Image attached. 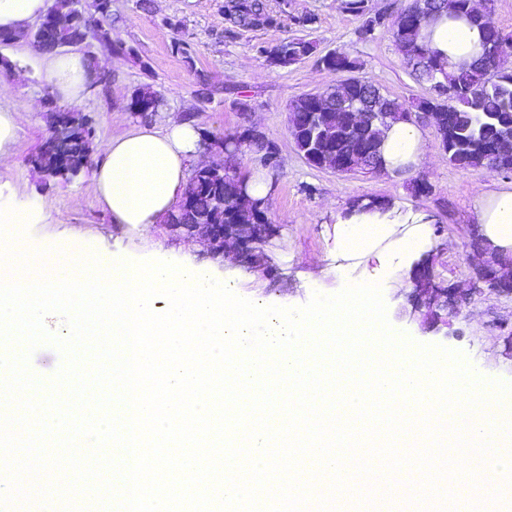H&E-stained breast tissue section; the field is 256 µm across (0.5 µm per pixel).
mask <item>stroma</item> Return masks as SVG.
Instances as JSON below:
<instances>
[{"instance_id":"stroma-1","label":"stroma","mask_w":512,"mask_h":512,"mask_svg":"<svg viewBox=\"0 0 512 512\" xmlns=\"http://www.w3.org/2000/svg\"><path fill=\"white\" fill-rule=\"evenodd\" d=\"M265 2L274 23L239 29L228 17L229 0H112L110 22L127 52L118 54L98 40L82 47L90 79L78 106L98 143L122 129H164L172 114L204 137L262 132L279 154L278 168L269 173L267 217L280 233L265 246L268 274L211 259L199 242L173 235L163 223L141 229L113 223L96 196L91 170L66 181L41 173L33 160L48 135L49 82L41 52L24 40L0 45V106L21 115L9 155L0 163V210L33 212L40 199L52 200L51 211L28 226L24 242L29 248L65 245L123 261L192 264L262 306L298 308L314 293L333 295L374 274L396 332L419 344L461 351L482 377L512 383V357L502 342L512 333V297L492 292L467 262L476 231V185L497 190L512 185V173L450 164L434 129L424 122L419 128L427 154L415 171L345 175L308 165L289 134L288 108L301 95L345 80V73L323 69L325 54H347L357 63L354 77L406 104L426 96L428 87L410 74L389 28L361 36V20L345 10L344 0ZM298 17L307 18V26H296ZM287 38L311 42L313 53L285 67L271 64V49ZM99 73L110 75L108 88L95 83ZM147 85L160 103L143 116L130 111L129 103ZM419 181L428 185V194L412 192ZM360 198L393 201L403 210L426 214L429 245L399 268L380 266L371 255L338 256L336 215ZM420 262L431 265L437 284L472 296L436 330L412 315L407 300Z\"/></svg>"}]
</instances>
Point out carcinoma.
<instances>
[{
  "mask_svg": "<svg viewBox=\"0 0 512 512\" xmlns=\"http://www.w3.org/2000/svg\"><path fill=\"white\" fill-rule=\"evenodd\" d=\"M108 0H100L98 18L92 22L78 14L75 0H60L59 6L48 12L40 20L48 37L35 43L41 51L53 52L71 43H82L87 39L113 41L112 26L108 23L111 10ZM470 0H413L403 9L394 22H389L391 14L384 12L376 17H365L364 0H344L346 11L364 17L360 35L367 37L380 27L391 26L392 38L404 58L411 75L420 83L440 87L448 91V96L430 95L417 99L412 108L418 112H449L451 123L437 132L448 160L457 165L484 169L489 172H512V73L501 72L492 66L490 56L495 52L512 51V37L504 34L492 18V14H471ZM230 11L233 23L239 27L255 26L261 19L265 24L274 22L266 10L263 0H231ZM465 15L484 30L483 55L479 63L458 73H447L436 52L419 40L420 29L441 12ZM288 48L285 64H292L312 50L310 42L295 38L281 43ZM323 68L329 72H339L355 67V61L344 53L326 54L320 58ZM443 79H438L437 74ZM157 95L148 88L138 91L132 101L135 112H151ZM387 105L386 111L392 118L402 117L407 111L403 103L380 93L377 85L362 81L346 89L342 86L328 88L319 94L317 102L303 95L290 103L289 120L301 123L307 112L321 113V119L328 120L338 112H370L377 102ZM73 129L70 140L61 147L60 154L71 170L78 172L87 167L91 157V123L82 112L69 108ZM498 132L509 135L508 145L502 154L493 158L486 150L488 140ZM366 126L353 127L338 137L336 142L325 144V150L336 152V156L348 163V169L361 172H374L379 166L380 157L363 152L352 153L354 143L366 140ZM248 149L263 155L276 151L275 146L263 134L251 135ZM207 183V192L199 196L195 210L179 209L167 216L169 224H266L268 223L267 199L255 200L249 211H239L238 215L226 212L231 207L237 192L236 183L229 177L208 174L200 176ZM224 198L220 208L214 199Z\"/></svg>",
  "mask_w": 512,
  "mask_h": 512,
  "instance_id": "carcinoma-1",
  "label": "carcinoma"
}]
</instances>
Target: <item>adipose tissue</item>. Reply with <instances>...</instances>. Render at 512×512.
I'll return each instance as SVG.
<instances>
[{
    "label": "adipose tissue",
    "mask_w": 512,
    "mask_h": 512,
    "mask_svg": "<svg viewBox=\"0 0 512 512\" xmlns=\"http://www.w3.org/2000/svg\"><path fill=\"white\" fill-rule=\"evenodd\" d=\"M52 0H0V29L21 32L43 16ZM451 67H468L482 53V31L466 16L441 14L420 32ZM53 92L63 101L80 100L87 83V64L77 53L52 54L46 61ZM384 173L393 175L419 166L425 159L420 129L405 121L392 123L381 135ZM198 133L177 117L165 129H123L103 142L95 170L98 197L116 224H156L174 211L188 181ZM477 222L481 237L501 253L512 252V189L477 187ZM425 215L386 210L356 211L336 219V251L347 255L358 242L373 244L394 224H413L414 235L402 238L401 251L426 247Z\"/></svg>",
    "instance_id": "obj_1"
}]
</instances>
